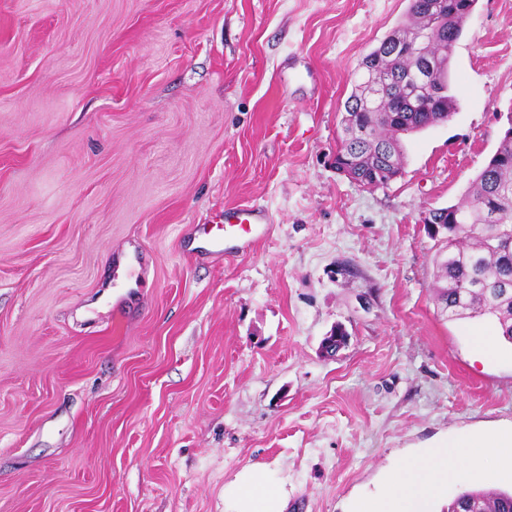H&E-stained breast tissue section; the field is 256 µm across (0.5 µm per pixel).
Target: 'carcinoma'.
<instances>
[{
	"label": "carcinoma",
	"instance_id": "obj_1",
	"mask_svg": "<svg viewBox=\"0 0 512 512\" xmlns=\"http://www.w3.org/2000/svg\"><path fill=\"white\" fill-rule=\"evenodd\" d=\"M477 0H409L406 20L360 62L344 102L336 160L372 188L401 174L402 136L448 121L456 112L451 58ZM448 18L414 54L405 45L433 15ZM439 238L437 300L452 319L495 318L512 342V137L503 134L488 163L456 204L429 210ZM446 512H512V490L461 487Z\"/></svg>",
	"mask_w": 512,
	"mask_h": 512
}]
</instances>
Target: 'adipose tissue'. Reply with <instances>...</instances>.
<instances>
[{"instance_id":"obj_1","label":"adipose tissue","mask_w":512,"mask_h":512,"mask_svg":"<svg viewBox=\"0 0 512 512\" xmlns=\"http://www.w3.org/2000/svg\"><path fill=\"white\" fill-rule=\"evenodd\" d=\"M512 472V425L451 436L438 434L386 473L382 488L360 498L353 512H443L448 485L469 479L484 459ZM288 491L265 465L244 467L224 485V512H286Z\"/></svg>"}]
</instances>
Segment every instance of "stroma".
I'll return each mask as SVG.
<instances>
[{"label":"stroma","instance_id":"obj_1","mask_svg":"<svg viewBox=\"0 0 512 512\" xmlns=\"http://www.w3.org/2000/svg\"><path fill=\"white\" fill-rule=\"evenodd\" d=\"M407 6L0 0V512H224L259 462L288 512H350L424 440L512 422V344L441 312L421 221L499 145L512 0L466 18L456 113L404 137L400 176L333 165L358 65ZM250 205L266 236L196 260L189 225Z\"/></svg>","mask_w":512,"mask_h":512}]
</instances>
